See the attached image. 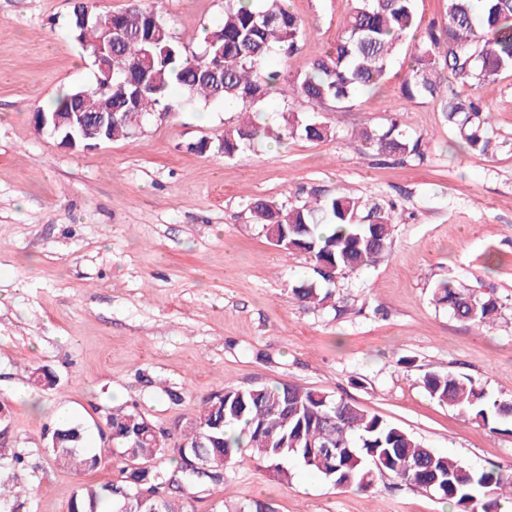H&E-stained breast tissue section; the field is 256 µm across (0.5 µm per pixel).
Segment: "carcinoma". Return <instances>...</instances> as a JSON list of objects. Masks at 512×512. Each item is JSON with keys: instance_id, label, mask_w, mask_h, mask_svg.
<instances>
[{"instance_id": "1", "label": "carcinoma", "mask_w": 512, "mask_h": 512, "mask_svg": "<svg viewBox=\"0 0 512 512\" xmlns=\"http://www.w3.org/2000/svg\"><path fill=\"white\" fill-rule=\"evenodd\" d=\"M443 30L447 52L438 66L429 37L410 55L402 95L439 100L448 127L465 147L481 154L497 149L487 135L489 114L473 100L442 89L445 68L462 85L478 86L512 71V0H447ZM416 25L415 0H355L336 42L314 59L303 75L285 78L271 69L273 55L289 57L305 32L304 21L283 0H262L250 7L244 0H226L224 20L205 37L195 53L171 36L165 21L146 4L128 0L112 12V26L123 40L112 48V140L135 136L134 123L161 122L190 105L216 99L232 101L251 112L286 82L292 95L315 104L338 106L363 90L379 85L403 38ZM106 77L96 71L95 86L59 96L47 109L88 113L106 104L101 91ZM278 132L253 121L224 131L219 150L226 157L258 140L300 137L322 141L330 126L314 116L289 112ZM360 139L379 155L422 158L421 137H412L392 121L376 131L364 128ZM250 211L266 238L286 253L303 252L314 262V273L330 278L359 273L389 255L398 212L394 204L368 205L344 194L312 201L278 203L255 199ZM293 297L322 306L332 293L307 276L291 289ZM433 299L465 322L483 326L494 320L497 301L479 297L448 280L437 282ZM428 395L485 425L512 426V401L491 397L467 376L428 372ZM108 438L126 458L155 461L171 455V466L153 467L146 475L124 466L120 480L101 486L81 485L68 512H188L193 491L224 483V468L248 450L281 478L288 471L281 460L294 456L340 488L368 492L377 478L390 476L412 488L433 492L455 504L457 512H512V473L499 468L476 470L425 446L399 426L335 395L292 383L240 389L226 386L204 396L195 418L182 427L175 446L172 432L135 409H108L103 415ZM47 451L57 464L74 471H93L102 456L85 449L82 428L61 422L47 437ZM22 506L19 492L0 493V512Z\"/></svg>"}]
</instances>
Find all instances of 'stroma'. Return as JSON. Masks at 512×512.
<instances>
[{
	"label": "stroma",
	"mask_w": 512,
	"mask_h": 512,
	"mask_svg": "<svg viewBox=\"0 0 512 512\" xmlns=\"http://www.w3.org/2000/svg\"><path fill=\"white\" fill-rule=\"evenodd\" d=\"M150 2L190 51L224 18L225 0ZM354 4L286 0L307 27L291 74L336 41ZM415 9L416 28L380 85L349 107L278 93L261 105L270 126L289 110L314 113L331 137L266 140L227 158L195 149L240 123L220 101L88 148L37 131L34 112L92 86L95 68L68 32L72 0H0V488H25L22 512H68L79 484L119 479L123 457L100 431L106 409L130 406L171 429L226 386L331 392L469 467L512 471V433L438 403L422 384L426 372L453 371L512 400V72L476 88L449 82L489 112L490 135L511 142L486 155L459 148L437 100L401 96L415 45L447 22L446 0ZM392 119L423 136V161L380 158L359 139ZM338 193L395 202L403 221L389 257L337 275L331 301L310 308L291 294L310 256L272 245L249 204ZM443 279L495 298L493 323L436 306ZM37 369L55 375L53 388L27 384ZM63 410L87 448L103 452L98 469L78 474L48 455L45 435ZM18 448L28 464L17 469L9 454ZM282 465L285 480L242 451L223 484L194 494L191 512H238L255 500L275 512H456L387 478L362 492L297 458Z\"/></svg>",
	"instance_id": "35a3bbf8"
}]
</instances>
